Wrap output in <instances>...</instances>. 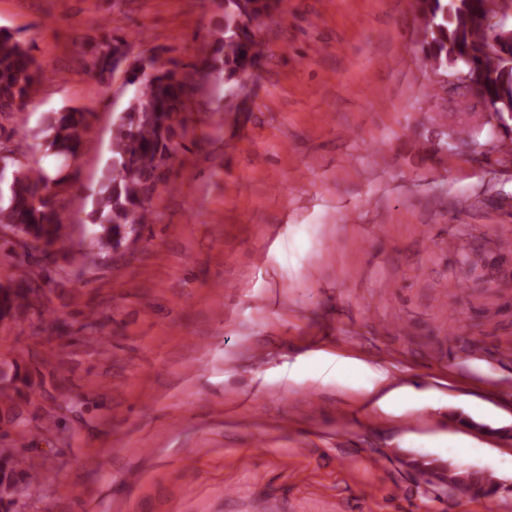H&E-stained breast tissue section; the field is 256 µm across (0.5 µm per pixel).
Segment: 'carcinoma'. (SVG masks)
<instances>
[{
  "instance_id": "1",
  "label": "carcinoma",
  "mask_w": 512,
  "mask_h": 512,
  "mask_svg": "<svg viewBox=\"0 0 512 512\" xmlns=\"http://www.w3.org/2000/svg\"><path fill=\"white\" fill-rule=\"evenodd\" d=\"M271 0H224V31L214 39L211 51L195 70L164 68L152 56L130 57L129 44L110 33L86 51L90 65L104 80L123 68L125 84L135 87L132 98L112 122V158L99 177L88 214L93 250L88 263L115 251L129 236L150 222L152 194L169 180L172 142L187 133L191 102L199 79L212 77L230 84L247 71L257 55L252 26L273 9ZM426 39L421 52L431 70L442 75L452 68L465 75L466 87L494 101L512 102V44L486 49L490 26L496 15L494 0H419ZM43 72L23 42L10 30L0 28V116L21 112L38 90ZM90 112L66 107L48 113L41 127L30 133L0 124V226L15 227L32 242L52 245L68 235L59 210L58 196L65 191L66 177L50 175L30 160L13 156L20 145L13 136L32 139L29 147L55 157L60 168L73 159L90 130ZM31 252L12 239L3 240L0 264L10 268L28 263ZM44 288L29 278L13 282L0 293V318L18 320L40 305ZM33 387L30 375L13 367L0 368V412L11 410L15 400L28 398ZM25 457L11 448L0 450V508L9 512L19 489L17 470Z\"/></svg>"
}]
</instances>
